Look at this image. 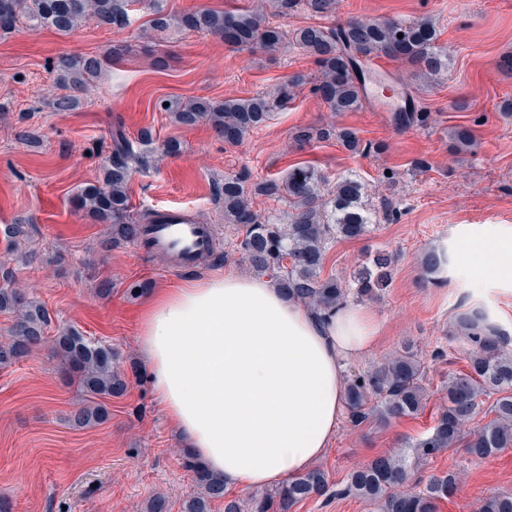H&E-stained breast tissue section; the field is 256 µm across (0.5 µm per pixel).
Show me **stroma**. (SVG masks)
Here are the masks:
<instances>
[{"label": "stroma", "instance_id": "35a3bbf8", "mask_svg": "<svg viewBox=\"0 0 512 512\" xmlns=\"http://www.w3.org/2000/svg\"><path fill=\"white\" fill-rule=\"evenodd\" d=\"M131 23L124 28L87 22L68 35L25 24L0 34V268L13 270L18 284L49 310L52 328L72 327L112 344L130 387L119 398L105 399L110 416L100 425L74 428L70 413L83 395L58 369L48 349L0 368V500L11 512H145L155 495L165 496L170 512H180L195 487L181 466L182 441L159 410L146 379L138 342V314L144 297H131V285L157 288L171 280H189L214 272L249 275L234 250L236 229L224 221L214 186L225 176L248 169L252 179L286 176L299 163L315 165L329 178L353 175L369 202L389 199L401 210L398 221L376 217L367 236L333 242L324 276L349 277L370 252L392 254L395 274L380 297L363 301L382 332L372 350L347 362L345 373L384 360L404 343L417 348L426 368L428 397L419 415L386 424L355 428L341 420L324 456L316 462L331 487H344L349 474L375 455L399 451L407 441L426 437L446 402L449 372L467 362L450 338L457 313L487 307L512 334V288L475 290L457 279L431 283L421 256L467 224L512 225V119H503L498 103L512 98V0H336L324 25L352 18L434 19L439 44L448 53V72L437 82L410 83L411 68L391 61L389 73L406 87L427 127L400 129L392 115L400 96L386 109L365 102L357 112L330 111L302 88L287 107L275 111L266 127L236 144L225 143L205 123L185 127L154 103L168 97L216 101L267 91L297 74H313L312 59L294 47L269 56L233 47L201 31L150 27L146 0H134ZM121 48L120 59L109 57ZM62 54L95 56L103 72L81 94L75 112L48 105L57 74L51 68ZM129 136L151 128L156 145L177 139L181 155L164 157L157 168L135 173L129 183L134 211L178 210L198 224L214 225L218 259L190 270L172 269L160 255L127 243L104 251L109 233L77 210L71 197L87 182L103 178L114 121ZM332 124L357 129L362 140L386 146L379 154H352L336 141L295 143L293 133L306 125ZM471 126L476 146L459 155L449 147L451 127ZM34 131L38 143L18 140L20 129ZM430 163L413 170L415 159ZM396 175L395 187L383 180ZM25 220L28 236L12 243L7 228ZM112 282L110 297L96 292L99 280ZM457 471L451 500L438 512H476L481 497L512 492V447L483 459L471 457L465 443L429 458L415 471L423 481Z\"/></svg>", "mask_w": 512, "mask_h": 512}]
</instances>
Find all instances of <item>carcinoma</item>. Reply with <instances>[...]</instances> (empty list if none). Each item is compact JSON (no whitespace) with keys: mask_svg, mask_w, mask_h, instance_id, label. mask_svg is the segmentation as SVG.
Listing matches in <instances>:
<instances>
[{"mask_svg":"<svg viewBox=\"0 0 512 512\" xmlns=\"http://www.w3.org/2000/svg\"><path fill=\"white\" fill-rule=\"evenodd\" d=\"M132 0H0V31L19 23L29 29H53L68 33L92 21L109 27L129 24ZM288 13L297 9L312 16L332 13L335 0H279ZM206 31L236 47L257 48L274 55L292 45L313 58L312 77L298 74L270 91L251 97L213 101L196 98L184 104L159 98L155 108L169 113L180 125L205 121L227 143H237L268 122L274 110L289 101L305 85L333 112H357L364 104V67L373 56L392 55L413 67L415 78H439L448 71V54L438 44L436 25L430 18L409 21L352 19L344 23L303 25L288 30L270 20L261 8L216 10L203 8L176 19L154 7L152 29L165 31L173 25ZM403 37H397V34ZM56 86L60 93L49 100L57 112H74L80 107L77 92L98 77L102 61L84 55H63L56 61ZM168 106H163V103ZM430 114L417 111L415 102L394 115L399 128L425 126ZM352 154L378 152L382 146L365 143L350 127L309 125L295 131L296 141L305 144L331 139ZM111 150L104 160V178L86 183L73 196L75 208L95 220L111 225L104 247H118L139 239L144 224H155L165 214L146 210L134 215L129 182L133 173L149 168L156 152L152 132L143 129L132 140L123 123H113ZM450 147L457 152L475 145L472 127L456 125L449 133ZM223 203L224 223L235 226L234 244L241 261L258 274L271 277L288 298L303 302L322 317L352 299L363 301L380 296L393 278V259L377 251L345 281L321 276L329 245L338 238L358 239L370 232L372 219L364 187L347 176L329 185L325 175L312 165L289 169L283 178L250 181L239 172L224 177L215 186ZM285 201L288 211L274 215L254 210L250 198ZM0 310L16 313L5 341L0 343V365L8 366L31 355L45 342L51 316L45 306L17 286L14 273L0 269ZM455 339L465 346L468 369L448 374L444 385L447 403L442 407L431 434L408 445L399 453H383L368 465L353 471L336 496H354L375 512H437L438 503L451 495L457 473L433 475L419 489H406L411 474L427 458L454 447L464 428L483 410L493 418L477 429L467 444L470 455L491 456L512 447V340L493 321L484 307H473L455 319ZM52 358L62 374L87 394L73 413V424L91 428L108 417L105 406L94 397H118L129 385L120 370L118 353L112 346L85 338L76 330L59 332L52 340ZM425 366L413 344L406 343L393 356L351 374L345 386L348 421L360 427L372 420L385 423L392 418L418 415L425 407ZM182 467L197 488L185 500L182 512H211L214 501L224 502V512H290L307 499L322 497L329 488L327 474L320 468L295 476L279 487L247 498L228 495L224 482L203 468L188 452L181 455ZM480 512H512V493L492 492L481 500Z\"/></svg>","mask_w":512,"mask_h":512,"instance_id":"cac0c4a2","label":"carcinoma"}]
</instances>
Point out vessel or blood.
Wrapping results in <instances>:
<instances>
[{"label":"vessel or blood","instance_id":"obj_1","mask_svg":"<svg viewBox=\"0 0 512 512\" xmlns=\"http://www.w3.org/2000/svg\"><path fill=\"white\" fill-rule=\"evenodd\" d=\"M142 249L169 257L182 269L198 265L212 246L208 229L201 224L173 220L145 227Z\"/></svg>","mask_w":512,"mask_h":512}]
</instances>
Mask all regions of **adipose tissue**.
Segmentation results:
<instances>
[{
  "label": "adipose tissue",
  "instance_id": "1",
  "mask_svg": "<svg viewBox=\"0 0 512 512\" xmlns=\"http://www.w3.org/2000/svg\"><path fill=\"white\" fill-rule=\"evenodd\" d=\"M436 277L512 286V227L440 243ZM376 316L352 305L317 318L269 281L232 273L153 290L138 339L157 404L189 451L228 488L277 486L322 457L344 408L343 368L374 347Z\"/></svg>",
  "mask_w": 512,
  "mask_h": 512
}]
</instances>
